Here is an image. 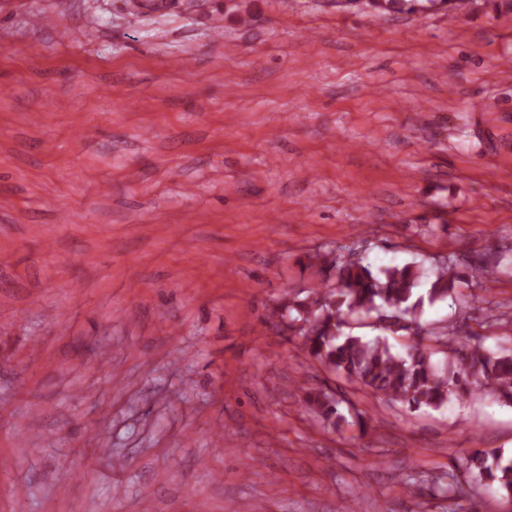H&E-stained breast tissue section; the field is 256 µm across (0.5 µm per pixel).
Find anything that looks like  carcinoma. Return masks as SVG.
Returning a JSON list of instances; mask_svg holds the SVG:
<instances>
[{"label":"carcinoma","mask_w":512,"mask_h":512,"mask_svg":"<svg viewBox=\"0 0 512 512\" xmlns=\"http://www.w3.org/2000/svg\"><path fill=\"white\" fill-rule=\"evenodd\" d=\"M441 4L460 10L458 0H366L377 15L427 10ZM336 284L311 293L306 302L283 301L277 312L286 326L301 337L300 349L325 369L373 393L410 409H440L483 391L497 401L512 404V350L492 351L484 337L465 334L462 327L427 330L421 325L424 304L459 293L467 277L491 281L500 273L479 255L448 260L427 269L412 261L372 270L362 260H332ZM430 280L426 294L419 293ZM377 315L381 329L405 332L408 342L398 350L386 336L364 338L353 326ZM445 354L438 363L434 355ZM310 409L325 425L337 429L347 422L340 400L323 390L308 394ZM465 470L475 482L492 483L512 494V457L487 456L475 448L465 458ZM448 494V512H460L468 494L448 475L438 485Z\"/></svg>","instance_id":"obj_1"}]
</instances>
